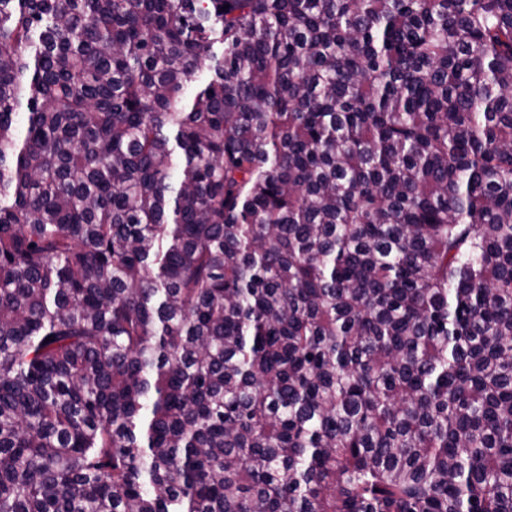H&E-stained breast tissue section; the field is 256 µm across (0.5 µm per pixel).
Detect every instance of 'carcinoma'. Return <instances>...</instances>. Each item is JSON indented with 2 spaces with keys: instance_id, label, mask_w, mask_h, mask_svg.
Here are the masks:
<instances>
[{
  "instance_id": "obj_1",
  "label": "carcinoma",
  "mask_w": 512,
  "mask_h": 512,
  "mask_svg": "<svg viewBox=\"0 0 512 512\" xmlns=\"http://www.w3.org/2000/svg\"><path fill=\"white\" fill-rule=\"evenodd\" d=\"M0 512H512V0H0Z\"/></svg>"
}]
</instances>
